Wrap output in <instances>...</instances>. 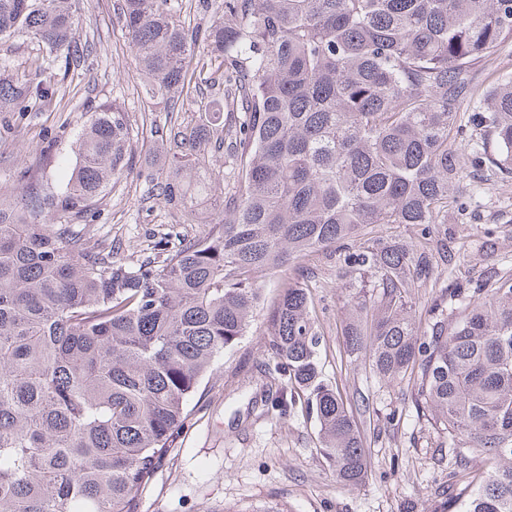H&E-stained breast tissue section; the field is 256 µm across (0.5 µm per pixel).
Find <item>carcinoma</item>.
Listing matches in <instances>:
<instances>
[{
	"label": "carcinoma",
	"mask_w": 512,
	"mask_h": 512,
	"mask_svg": "<svg viewBox=\"0 0 512 512\" xmlns=\"http://www.w3.org/2000/svg\"><path fill=\"white\" fill-rule=\"evenodd\" d=\"M204 34L174 0H125L143 104L211 90L208 116L175 123L167 166L147 174L211 230L129 266L92 241V212L128 169L125 113L102 105L76 141L63 192L0 207V512H138L139 497L186 418L187 402L245 335L260 281L290 261L353 242L338 272L352 320L349 355L386 385L407 382L461 474L460 512H512V270L449 280L426 309L411 292L465 262L432 225L471 204V177L512 174V76L478 97L472 69L512 40V0H223ZM77 0H0V37L26 34L46 57H79ZM204 43L207 53L198 50ZM39 66L0 84V109L55 97ZM240 112L224 129V111ZM231 137L237 180L206 147ZM370 224H415L420 246L364 238ZM370 277L369 290L351 287ZM311 290L290 280L267 352L289 388L271 409L317 422L336 481L368 474L339 388L321 380ZM496 465L480 471L475 458Z\"/></svg>",
	"instance_id": "carcinoma-1"
}]
</instances>
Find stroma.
Instances as JSON below:
<instances>
[{
	"label": "stroma",
	"instance_id": "1",
	"mask_svg": "<svg viewBox=\"0 0 512 512\" xmlns=\"http://www.w3.org/2000/svg\"><path fill=\"white\" fill-rule=\"evenodd\" d=\"M123 0H80V44L91 51L83 62L57 59L51 70L59 95L52 103H26L0 112V201L22 192L58 193L75 162L72 145L88 123L92 106L121 108L130 128L131 170L95 206L94 237L112 257L136 264L160 239L170 249L203 235L211 219L201 205L197 223L166 206L146 175L162 168L170 115L145 111L140 73L123 27ZM37 42L19 36L0 41V82L31 74L41 61ZM437 234H450L468 252L453 273H435V287L415 292L424 313L449 279L466 280L490 266L512 261V177L488 175L467 214L449 213ZM340 253L328 249L303 264L270 273L251 325L235 348L221 356L191 397L189 414L170 451L143 492L139 512H459L448 496L454 466L448 451L433 447L435 433L419 415L406 385H385L367 365L352 361L341 334L347 314L336 287ZM307 283L321 333L319 364L326 383L338 386L364 437L368 477L355 490L340 486L318 452V425L292 410L267 412L269 388L284 376L263 377L267 315L283 280Z\"/></svg>",
	"mask_w": 512,
	"mask_h": 512
}]
</instances>
